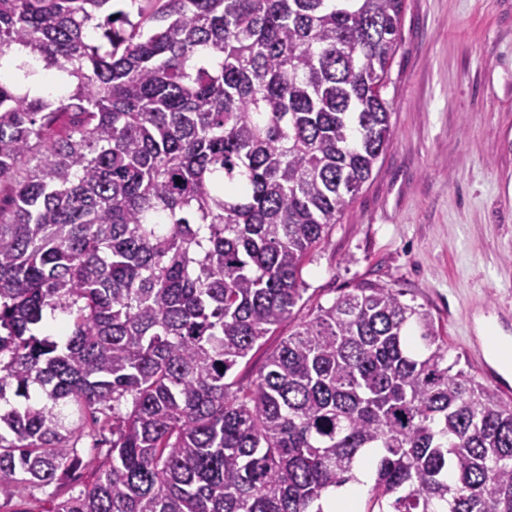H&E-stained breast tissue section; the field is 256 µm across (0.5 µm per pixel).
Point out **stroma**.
I'll list each match as a JSON object with an SVG mask.
<instances>
[{"label": "stroma", "mask_w": 512, "mask_h": 512, "mask_svg": "<svg viewBox=\"0 0 512 512\" xmlns=\"http://www.w3.org/2000/svg\"><path fill=\"white\" fill-rule=\"evenodd\" d=\"M386 97L391 142L303 270L295 322L236 369L254 377L296 322L358 285L424 305L449 360L492 384L489 336L512 346V0H404ZM77 475L14 499L45 512L78 494L102 455L82 440Z\"/></svg>", "instance_id": "35a3bbf8"}]
</instances>
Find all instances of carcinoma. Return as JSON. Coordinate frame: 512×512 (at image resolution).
I'll use <instances>...</instances> for the list:
<instances>
[{"instance_id":"1","label":"carcinoma","mask_w":512,"mask_h":512,"mask_svg":"<svg viewBox=\"0 0 512 512\" xmlns=\"http://www.w3.org/2000/svg\"><path fill=\"white\" fill-rule=\"evenodd\" d=\"M131 6L0 0V499L90 417L106 465L47 512H326L375 448L366 512H512V403L386 284L232 377L390 143L403 0Z\"/></svg>"}]
</instances>
